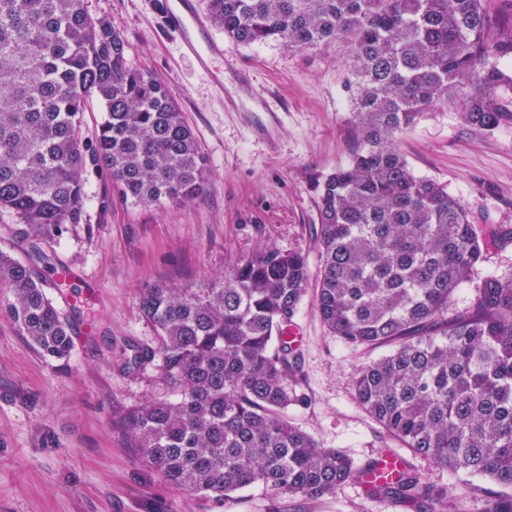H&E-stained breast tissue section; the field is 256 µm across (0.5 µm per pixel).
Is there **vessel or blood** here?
I'll return each instance as SVG.
<instances>
[{
	"label": "vessel or blood",
	"instance_id": "obj_1",
	"mask_svg": "<svg viewBox=\"0 0 512 512\" xmlns=\"http://www.w3.org/2000/svg\"><path fill=\"white\" fill-rule=\"evenodd\" d=\"M156 9L163 26L181 34L186 52L202 68H209L213 60L223 57L224 45L211 35L196 0H156Z\"/></svg>",
	"mask_w": 512,
	"mask_h": 512
}]
</instances>
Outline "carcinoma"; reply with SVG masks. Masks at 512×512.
<instances>
[{
    "mask_svg": "<svg viewBox=\"0 0 512 512\" xmlns=\"http://www.w3.org/2000/svg\"><path fill=\"white\" fill-rule=\"evenodd\" d=\"M231 42L308 49L334 43L352 67L357 144L318 184L316 278L306 256L265 244L197 288L140 295L154 346L122 354L128 371L159 362L165 394L128 415L145 462L167 482L225 500L263 485L320 497L363 473L285 417L303 400L286 332L310 281L329 333L353 349L389 348L353 379L359 404L413 454L511 491L471 498L432 490L407 468L373 485L377 502L427 512H512V274L474 280L496 224L481 235L448 187L396 149L427 110L449 104L467 124H512V19L491 0H207ZM104 118L85 141L86 103ZM112 176L136 205L187 206L206 160L173 93L131 63L112 21L85 0H0V209L24 226L29 260L0 249V285L19 331L43 356L70 357V329L35 276L82 222L85 172ZM475 282L469 305L455 293Z\"/></svg>",
    "mask_w": 512,
    "mask_h": 512,
    "instance_id": "1",
    "label": "carcinoma"
}]
</instances>
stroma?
Returning <instances> with one entry per match:
<instances>
[{"label":"stroma","instance_id":"1","mask_svg":"<svg viewBox=\"0 0 512 512\" xmlns=\"http://www.w3.org/2000/svg\"><path fill=\"white\" fill-rule=\"evenodd\" d=\"M112 20L130 59L174 93L207 160V189L193 205L136 206L110 175L88 168V202L51 253L71 273L64 292L39 269L45 291L80 338L69 359L42 356L19 332L0 287V512H419L368 500L359 481L317 498L253 485L219 501L166 482L135 448L126 416L156 393L158 371L126 372L128 345L151 346L144 288H195L267 243L303 252L318 268L314 224L322 177L348 162L356 142L351 78L341 47L240 46L203 70L154 0H85ZM397 148L416 174L446 184L478 229L512 226V126L465 125L447 105L405 130ZM305 342L297 379L305 397L287 417L322 447L361 466L400 457L431 489L467 497L472 481L391 440L358 404L352 381L371 353L330 335L305 297L296 318Z\"/></svg>","mask_w":512,"mask_h":512}]
</instances>
